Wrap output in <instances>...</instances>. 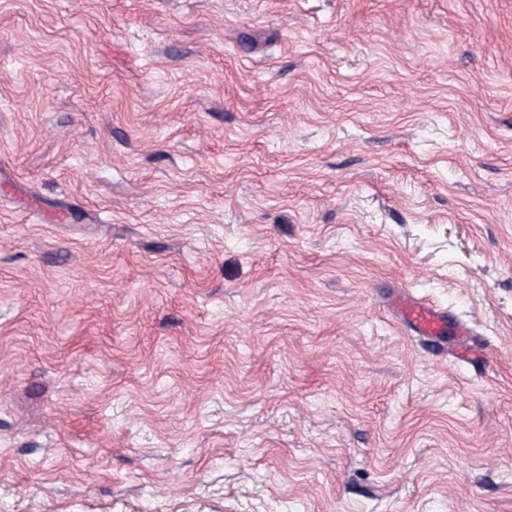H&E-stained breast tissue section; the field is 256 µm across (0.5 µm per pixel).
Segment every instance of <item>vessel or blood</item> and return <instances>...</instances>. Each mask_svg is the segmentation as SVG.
Returning a JSON list of instances; mask_svg holds the SVG:
<instances>
[{"label":"vessel or blood","instance_id":"obj_1","mask_svg":"<svg viewBox=\"0 0 512 512\" xmlns=\"http://www.w3.org/2000/svg\"><path fill=\"white\" fill-rule=\"evenodd\" d=\"M397 308L401 317L414 332L431 341L443 340L446 331H453L452 351L457 358H469L474 349L469 343L470 333L464 326H449L445 312L410 296L398 299Z\"/></svg>","mask_w":512,"mask_h":512}]
</instances>
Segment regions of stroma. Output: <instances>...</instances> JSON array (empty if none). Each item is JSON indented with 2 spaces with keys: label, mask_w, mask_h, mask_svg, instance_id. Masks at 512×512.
Returning <instances> with one entry per match:
<instances>
[{
  "label": "stroma",
  "mask_w": 512,
  "mask_h": 512,
  "mask_svg": "<svg viewBox=\"0 0 512 512\" xmlns=\"http://www.w3.org/2000/svg\"><path fill=\"white\" fill-rule=\"evenodd\" d=\"M0 512H512V0H0ZM396 306L401 317L418 336L443 342L448 327V316L445 312L410 296L399 298Z\"/></svg>",
  "instance_id": "35a3bbf8"
}]
</instances>
